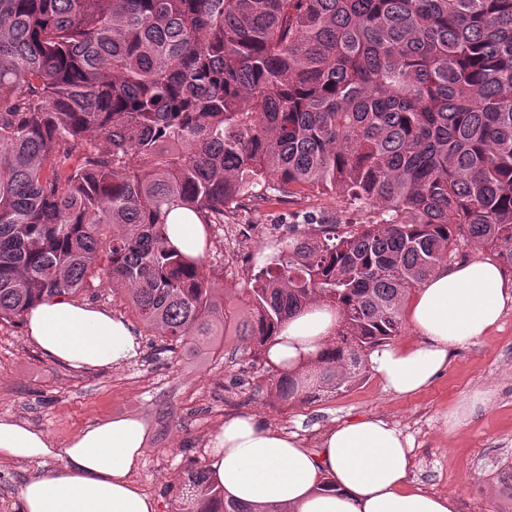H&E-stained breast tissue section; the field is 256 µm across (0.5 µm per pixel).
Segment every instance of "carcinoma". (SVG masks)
<instances>
[{
  "label": "carcinoma",
  "instance_id": "carcinoma-1",
  "mask_svg": "<svg viewBox=\"0 0 512 512\" xmlns=\"http://www.w3.org/2000/svg\"><path fill=\"white\" fill-rule=\"evenodd\" d=\"M334 193L234 288L166 246L240 199ZM512 272V0H0V319L112 282L161 353L233 336L283 405L340 393L404 332L413 289L464 248ZM336 310L300 382L278 327ZM179 512H250L204 467Z\"/></svg>",
  "mask_w": 512,
  "mask_h": 512
}]
</instances>
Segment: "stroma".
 I'll return each instance as SVG.
<instances>
[{"label": "stroma", "mask_w": 512, "mask_h": 512, "mask_svg": "<svg viewBox=\"0 0 512 512\" xmlns=\"http://www.w3.org/2000/svg\"><path fill=\"white\" fill-rule=\"evenodd\" d=\"M292 212L353 216L344 198L332 193L243 199L236 226L225 230L223 249L208 257L223 265L225 251L238 256L216 279L217 291L242 280L247 257L265 252L273 226ZM261 379L242 343L205 357H169L157 353L145 333L138 356L126 365L76 371L45 358L28 340L24 325L0 320V417L29 423L57 448L98 419L142 418L150 437L132 478L157 501L159 512H176L172 486L194 460L204 459L224 420L241 414L298 434L312 450L322 433L339 422L381 416L411 437L416 486L453 495L457 512H512V493L503 488L498 469L501 461L512 460V310L486 336L454 347L443 373L409 397L390 395L371 373L341 393L283 407L267 392L256 391ZM463 406L469 416L450 428V413ZM46 471L35 461L0 459V512H16L23 480Z\"/></svg>", "instance_id": "stroma-1"}]
</instances>
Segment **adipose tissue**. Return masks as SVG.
Instances as JSON below:
<instances>
[{"label": "adipose tissue", "instance_id": "ef3b65f1", "mask_svg": "<svg viewBox=\"0 0 512 512\" xmlns=\"http://www.w3.org/2000/svg\"><path fill=\"white\" fill-rule=\"evenodd\" d=\"M165 236L170 248L194 259L207 244L206 226L180 208L170 211ZM511 307L512 288L495 262L439 266L405 308L417 342L379 348L371 369L385 391L416 394L447 367L454 346L484 336ZM24 320L28 338L48 359L75 370L116 368L139 353L133 327L90 304L56 297L33 306ZM337 324L335 310L306 308L278 329L270 362L303 375L327 355ZM146 439L141 420L120 417L94 422L54 448L27 423L0 418L1 458L52 465L47 476L23 483L18 512H158L131 478ZM411 450L402 430L373 414L328 429L313 451L297 435L237 415L218 428L205 462L225 498L250 512H456L453 496L415 486Z\"/></svg>", "mask_w": 512, "mask_h": 512}]
</instances>
